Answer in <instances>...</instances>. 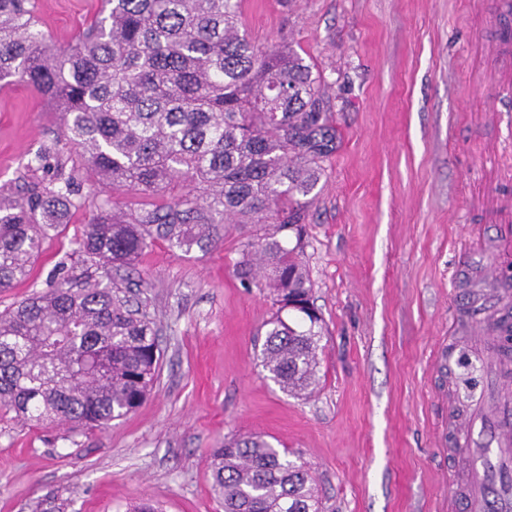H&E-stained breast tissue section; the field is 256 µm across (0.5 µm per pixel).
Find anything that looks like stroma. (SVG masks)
Listing matches in <instances>:
<instances>
[{
	"label": "stroma",
	"instance_id": "stroma-1",
	"mask_svg": "<svg viewBox=\"0 0 512 512\" xmlns=\"http://www.w3.org/2000/svg\"><path fill=\"white\" fill-rule=\"evenodd\" d=\"M500 0H242L260 46L287 36L326 80L339 129L308 211L300 258L323 322L320 385L283 393L257 353L275 307L235 263L253 224H231L207 250L157 241L126 287L160 330L151 395L100 429L61 439L0 413V512L50 496L64 512H223L212 448L261 434L307 462L324 512H444L464 482L463 448L436 446L449 410L447 365L433 354L451 324L466 328L458 283L505 234L497 198H512V89L494 57ZM98 0H37L56 46L72 43ZM494 106L497 122L483 121ZM61 125L29 86L0 88V186L16 184ZM89 220L69 213L29 280L0 291V311L41 290L57 268L80 274L75 241Z\"/></svg>",
	"mask_w": 512,
	"mask_h": 512
}]
</instances>
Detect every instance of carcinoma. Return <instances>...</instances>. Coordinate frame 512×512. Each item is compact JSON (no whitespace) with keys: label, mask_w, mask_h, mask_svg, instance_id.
Here are the masks:
<instances>
[{"label":"carcinoma","mask_w":512,"mask_h":512,"mask_svg":"<svg viewBox=\"0 0 512 512\" xmlns=\"http://www.w3.org/2000/svg\"><path fill=\"white\" fill-rule=\"evenodd\" d=\"M15 80L62 124L22 182L0 187V288L30 277L73 209L91 211L75 249L89 271L55 275L0 312V410L77 433L136 409L162 351L155 322L118 286L121 272L158 240L188 253L225 223L261 225L237 262L246 280L263 270L277 305L257 360L282 391L312 395L323 332L299 250L339 131L321 77L287 37L257 46L240 0H101L59 50L33 0H0V82ZM61 142L114 191L180 193L121 212L110 196L82 193ZM46 168L50 178L35 176ZM210 471L224 512H322L306 463L262 435L225 439Z\"/></svg>","instance_id":"carcinoma-1"}]
</instances>
